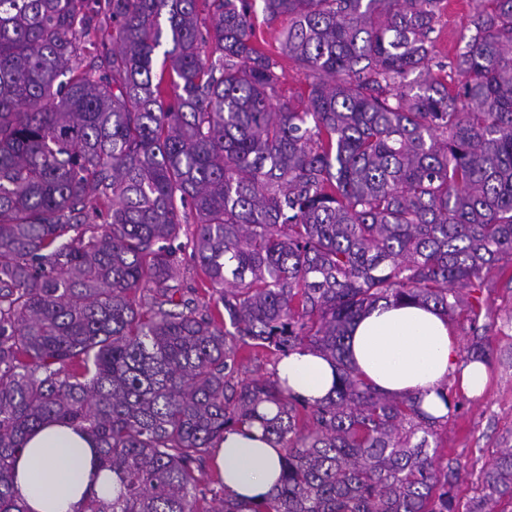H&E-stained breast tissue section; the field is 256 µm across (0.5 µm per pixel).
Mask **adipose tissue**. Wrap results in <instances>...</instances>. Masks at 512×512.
<instances>
[{"instance_id": "ef3b65f1", "label": "adipose tissue", "mask_w": 512, "mask_h": 512, "mask_svg": "<svg viewBox=\"0 0 512 512\" xmlns=\"http://www.w3.org/2000/svg\"><path fill=\"white\" fill-rule=\"evenodd\" d=\"M459 355L447 317L420 303H379L351 331L350 357L360 374L380 392L420 394L422 408L436 417L447 412L437 390L449 373L459 372L465 394H480L486 386L485 365L459 367ZM276 374L294 393L315 401L331 392L335 369L323 356L293 353L278 363ZM216 461L227 492L244 501L266 495L280 474L277 449L256 427L225 433ZM14 489L28 512H81L88 497L116 494L111 478L98 473L86 434L55 422L27 438L15 463Z\"/></svg>"}]
</instances>
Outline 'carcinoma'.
Returning a JSON list of instances; mask_svg holds the SVG:
<instances>
[{
  "label": "carcinoma",
  "instance_id": "obj_1",
  "mask_svg": "<svg viewBox=\"0 0 512 512\" xmlns=\"http://www.w3.org/2000/svg\"><path fill=\"white\" fill-rule=\"evenodd\" d=\"M262 2L288 17L277 57L253 0H0V512H27L12 470L47 421L90 436L119 486L82 512L512 505V448L461 500L448 416L370 386L347 346L379 302L421 303L466 314L463 365L490 361L484 272L512 271V0H476L454 91L430 65L444 0ZM281 57L305 70L301 108ZM181 248L221 306L186 295ZM259 351L330 359L332 392L249 375ZM255 424L281 476L243 503L207 461Z\"/></svg>",
  "mask_w": 512,
  "mask_h": 512
}]
</instances>
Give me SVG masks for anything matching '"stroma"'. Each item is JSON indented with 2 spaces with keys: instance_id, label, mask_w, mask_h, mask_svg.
I'll return each mask as SVG.
<instances>
[{
  "instance_id": "1",
  "label": "stroma",
  "mask_w": 512,
  "mask_h": 512,
  "mask_svg": "<svg viewBox=\"0 0 512 512\" xmlns=\"http://www.w3.org/2000/svg\"><path fill=\"white\" fill-rule=\"evenodd\" d=\"M474 0H457L444 4L435 26V49L432 67L441 68L449 86H456L458 77L449 67L464 47L465 39L474 32L472 20ZM490 288L484 296L490 308L485 320L493 356L488 368L489 384L478 397L468 398L460 388H453L448 425L442 433L441 455L458 459L465 473L459 487L460 497L473 493L481 467L501 449L512 447V365L506 359L512 354V287L497 272L488 275Z\"/></svg>"
}]
</instances>
